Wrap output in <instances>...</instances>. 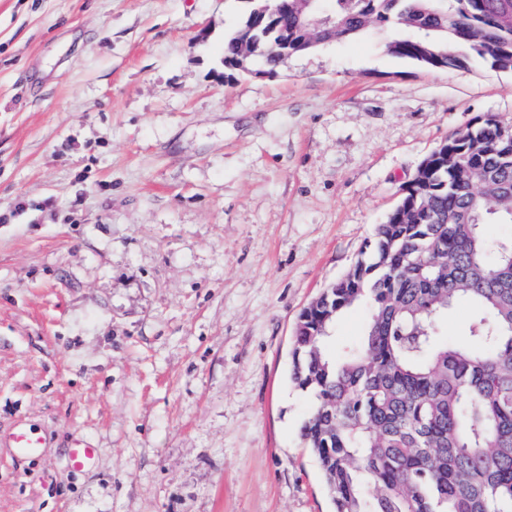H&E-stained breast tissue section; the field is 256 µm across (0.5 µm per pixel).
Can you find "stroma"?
<instances>
[{
	"instance_id": "35a3bbf8",
	"label": "stroma",
	"mask_w": 512,
	"mask_h": 512,
	"mask_svg": "<svg viewBox=\"0 0 512 512\" xmlns=\"http://www.w3.org/2000/svg\"><path fill=\"white\" fill-rule=\"evenodd\" d=\"M245 7L0 0V433L44 439L0 447V512H331L297 318L441 142L512 126V72L417 64L378 26L228 70ZM7 448H10L16 456H30L39 452L43 440L33 429L18 427L10 432L6 438Z\"/></svg>"
}]
</instances>
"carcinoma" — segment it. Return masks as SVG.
Segmentation results:
<instances>
[{
    "label": "carcinoma",
    "mask_w": 512,
    "mask_h": 512,
    "mask_svg": "<svg viewBox=\"0 0 512 512\" xmlns=\"http://www.w3.org/2000/svg\"><path fill=\"white\" fill-rule=\"evenodd\" d=\"M224 32V63L240 45L251 71H273L280 52L307 53L392 30L386 50L432 68L478 60L512 71V0H246ZM471 155L451 137L409 204L376 225L343 276L299 316L291 384L310 399L298 428L334 512H512V134L484 121ZM369 305L364 341L325 350L335 319ZM476 311L465 340L440 334L448 309Z\"/></svg>",
    "instance_id": "obj_1"
}]
</instances>
